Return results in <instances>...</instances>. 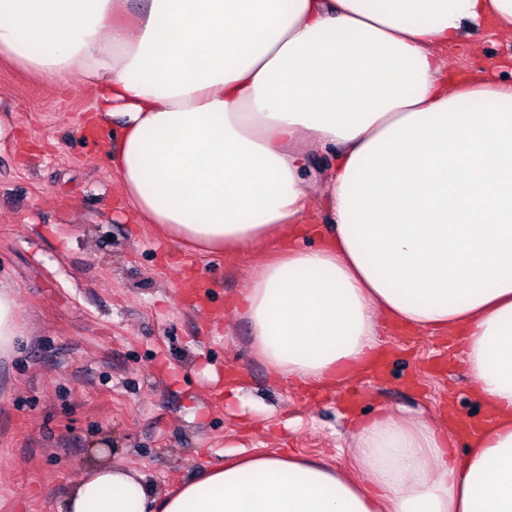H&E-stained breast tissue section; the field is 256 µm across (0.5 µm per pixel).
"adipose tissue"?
<instances>
[{"label": "adipose tissue", "instance_id": "obj_1", "mask_svg": "<svg viewBox=\"0 0 512 512\" xmlns=\"http://www.w3.org/2000/svg\"><path fill=\"white\" fill-rule=\"evenodd\" d=\"M0 0V57L81 78L123 197L200 253L279 246L239 308L272 373L316 387L365 365L385 329L457 334L497 413L453 454L420 411L353 436V467L231 455L156 494L118 465L66 512H512V83L452 79L469 29L512 40V0ZM321 172L329 224L305 245ZM24 334L0 284V358Z\"/></svg>", "mask_w": 512, "mask_h": 512}]
</instances>
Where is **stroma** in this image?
I'll use <instances>...</instances> for the list:
<instances>
[{
	"label": "stroma",
	"instance_id": "35a3bbf8",
	"mask_svg": "<svg viewBox=\"0 0 512 512\" xmlns=\"http://www.w3.org/2000/svg\"><path fill=\"white\" fill-rule=\"evenodd\" d=\"M451 71L512 81V41L486 28ZM86 84L0 61V282L26 334L0 360V512H63L103 463L145 476L157 493L238 448L298 453L350 469L349 425L378 408L480 419L450 338L387 333L382 380L342 379L323 399L277 380L251 348L236 301L271 252L198 255L144 223L120 195L105 151L115 123L86 131ZM209 290L206 310L191 304ZM213 369L211 382L204 374ZM234 373L243 403L225 405Z\"/></svg>",
	"mask_w": 512,
	"mask_h": 512
}]
</instances>
